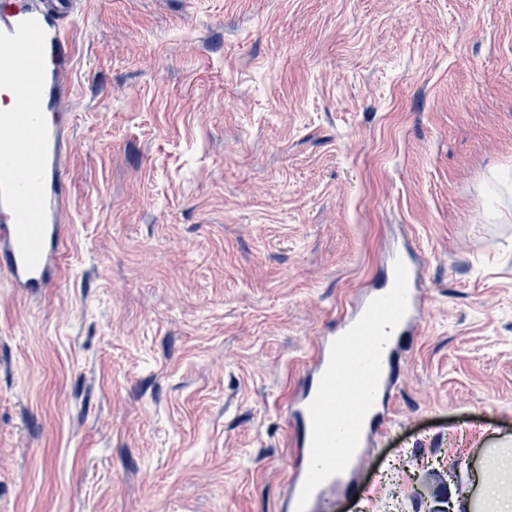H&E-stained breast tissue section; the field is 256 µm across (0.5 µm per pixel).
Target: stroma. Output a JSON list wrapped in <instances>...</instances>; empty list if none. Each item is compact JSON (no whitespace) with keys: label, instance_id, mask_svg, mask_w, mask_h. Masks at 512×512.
<instances>
[{"label":"stroma","instance_id":"1","mask_svg":"<svg viewBox=\"0 0 512 512\" xmlns=\"http://www.w3.org/2000/svg\"><path fill=\"white\" fill-rule=\"evenodd\" d=\"M58 268L0 266V512H288L290 404L394 249L426 319L317 512L512 441V0H79Z\"/></svg>","mask_w":512,"mask_h":512}]
</instances>
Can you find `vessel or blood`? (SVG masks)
I'll return each instance as SVG.
<instances>
[{"instance_id":"1","label":"vessel or blood","mask_w":512,"mask_h":512,"mask_svg":"<svg viewBox=\"0 0 512 512\" xmlns=\"http://www.w3.org/2000/svg\"><path fill=\"white\" fill-rule=\"evenodd\" d=\"M75 0H0V79L10 81L18 95V108L0 112V263L18 287L36 290L49 283V269L58 260L62 239L60 218L65 195L60 176L61 131L44 125L40 115L48 102L65 101L66 75L71 64L70 42L62 23ZM408 270V311L393 330L381 362L374 401L382 406L393 390L392 360L395 340L410 333L421 318V279L418 264L404 256ZM301 467L294 475L290 506H297L310 461V444L299 448ZM352 469H345L320 484L305 512L327 489L348 484Z\"/></svg>"}]
</instances>
